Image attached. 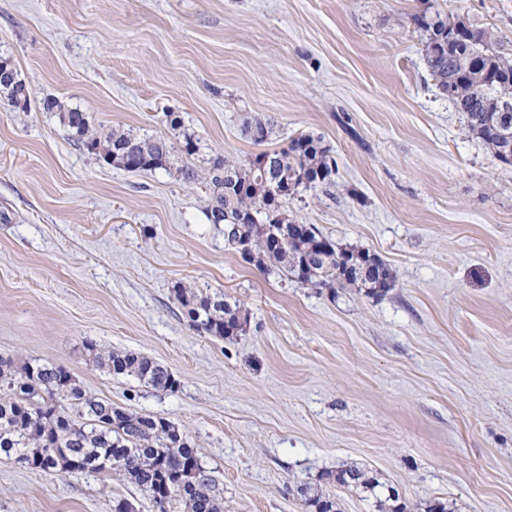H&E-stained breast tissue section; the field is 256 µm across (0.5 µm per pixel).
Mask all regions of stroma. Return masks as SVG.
Wrapping results in <instances>:
<instances>
[{"label":"stroma","instance_id":"obj_1","mask_svg":"<svg viewBox=\"0 0 512 512\" xmlns=\"http://www.w3.org/2000/svg\"><path fill=\"white\" fill-rule=\"evenodd\" d=\"M428 1L492 28L512 59V0H0V56L30 92L28 111L0 106V358L62 367L89 396L175 423L224 512H314L298 486L353 465L410 512H512V166L436 89L412 21ZM48 97L98 133L164 139L166 168L99 161ZM301 133L336 174L299 188L288 215L377 254L397 276L386 296L245 263L209 223L204 183L177 176ZM180 286L240 304L245 332L197 335ZM90 343L179 385L96 367ZM119 498L152 512L134 485L0 457V512ZM86 350L92 364L107 368L114 375L134 377L156 390L174 391L178 386L167 368L148 357L130 351H102L92 343Z\"/></svg>","mask_w":512,"mask_h":512}]
</instances>
